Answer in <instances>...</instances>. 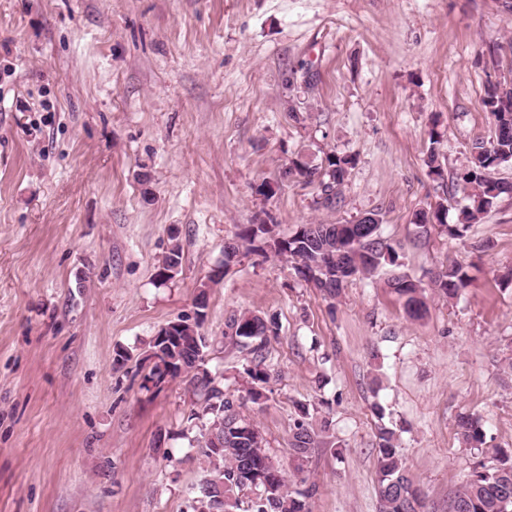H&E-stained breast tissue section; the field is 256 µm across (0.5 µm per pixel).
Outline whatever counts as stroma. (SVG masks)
Wrapping results in <instances>:
<instances>
[{
    "mask_svg": "<svg viewBox=\"0 0 512 512\" xmlns=\"http://www.w3.org/2000/svg\"><path fill=\"white\" fill-rule=\"evenodd\" d=\"M510 79L512 0H0V512H187L204 476L196 398L181 379L144 388L156 332L193 312L240 225L373 211L403 272L457 262L471 286L428 290L413 321L388 271L331 299L242 254L209 290L206 367L245 395L250 354L225 323L276 317L271 377L244 413L289 475L297 404L329 419L342 454L304 463L309 512H379L383 427L429 512H448L475 462L459 417L512 448V288L497 283L512 195L461 241L413 219L438 204L455 223L456 176L494 131L484 88ZM330 151L357 165L325 209L286 170ZM174 238L182 266L162 283Z\"/></svg>",
    "mask_w": 512,
    "mask_h": 512,
    "instance_id": "obj_1",
    "label": "stroma"
}]
</instances>
